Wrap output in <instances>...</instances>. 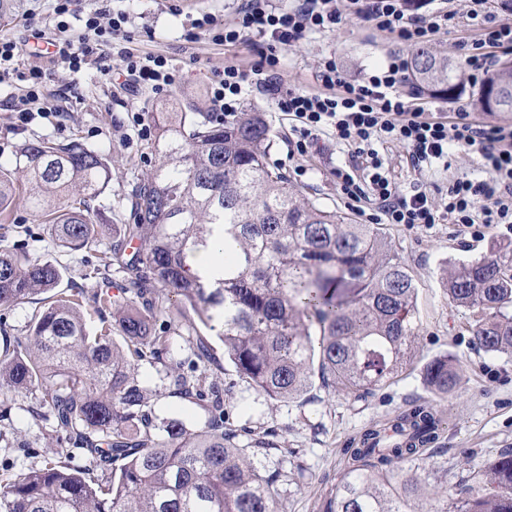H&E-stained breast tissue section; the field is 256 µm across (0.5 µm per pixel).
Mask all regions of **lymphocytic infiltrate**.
Returning a JSON list of instances; mask_svg holds the SVG:
<instances>
[{
	"instance_id": "1",
	"label": "lymphocytic infiltrate",
	"mask_w": 512,
	"mask_h": 512,
	"mask_svg": "<svg viewBox=\"0 0 512 512\" xmlns=\"http://www.w3.org/2000/svg\"><path fill=\"white\" fill-rule=\"evenodd\" d=\"M73 2L55 0L56 32L49 38L44 31H33V38L46 40L48 47L34 52L27 66L18 64L16 41L0 38V82L12 78L22 84L21 94L11 104L20 122L56 111V104L43 93L53 66L61 63L72 72L82 71L101 47L122 35L130 21L121 11L94 10L84 16L82 32L73 36L67 22ZM426 5L427 0H297L288 8L273 0H241L234 23H217L205 13L193 20L192 27L218 43L233 45L254 35L290 47L307 32L335 30L353 16L393 35L398 44L417 46L464 19L479 30L477 39L461 46L466 79L475 86L491 73L497 52L512 51V0H447L446 6L432 11ZM121 57L132 85L157 96L168 95L180 82L178 70L164 56L141 57L125 51ZM279 65L272 54L248 73L225 66L209 88L210 110L235 116L243 86L249 82L297 122L290 154L306 155L317 146L322 132L332 131L337 144L351 149L347 161L334 171L336 185L368 222L409 227L449 222L473 235L484 226L512 224V124L478 123L463 108L450 122L425 115L403 91L406 61L397 52L358 80L348 78L335 60L323 59L316 71L321 86L317 92L283 88ZM394 142L405 147L415 172L445 161L454 146L478 154L485 177L455 179L448 186L447 200L440 203L419 186L401 192L379 152L380 146Z\"/></svg>"
}]
</instances>
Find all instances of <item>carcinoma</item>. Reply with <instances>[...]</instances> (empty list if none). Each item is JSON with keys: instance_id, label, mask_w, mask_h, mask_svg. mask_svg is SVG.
Here are the masks:
<instances>
[{"instance_id": "obj_1", "label": "carcinoma", "mask_w": 512, "mask_h": 512, "mask_svg": "<svg viewBox=\"0 0 512 512\" xmlns=\"http://www.w3.org/2000/svg\"><path fill=\"white\" fill-rule=\"evenodd\" d=\"M418 93L450 101L465 78L447 55L420 47L407 58ZM482 112H512V58L475 92ZM152 173L130 193L134 223L100 252L112 217L92 202L112 181L101 153L74 138L18 148L16 167H0V223L22 200L44 230L70 251L100 254L85 278L96 291L63 288V273L0 234V310L41 299L24 336L0 337V402L32 396L27 413L46 423L42 436L72 442L88 464L60 459L21 465L0 480V512H279V474L257 459L281 450L276 430L260 436L229 422L225 387L208 380L219 365L198 325L216 332L239 380L274 401L295 399L318 379L325 390L365 400L411 364L418 339L414 276L377 224H359L306 197L270 166L271 126L261 112L230 122L212 112L164 109ZM229 260L206 280L194 254L213 241ZM127 283L109 293L110 272ZM450 303L473 314V346L512 357V242L491 243L442 278ZM184 322H157L171 304ZM95 315L94 332L87 317ZM120 335L123 344L114 340ZM183 339L200 372L168 357ZM141 361L177 369L171 394L201 402L207 421L188 432L155 421L153 390ZM428 391L446 398L461 384L444 354L423 365ZM343 448L336 494L324 512H418L430 478L423 466L439 439L433 404L416 401ZM483 487L459 485L433 512H512V450L479 471Z\"/></svg>"}]
</instances>
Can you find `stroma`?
Listing matches in <instances>:
<instances>
[{
  "label": "stroma",
  "instance_id": "35a3bbf8",
  "mask_svg": "<svg viewBox=\"0 0 512 512\" xmlns=\"http://www.w3.org/2000/svg\"><path fill=\"white\" fill-rule=\"evenodd\" d=\"M0 5L9 9L6 23L0 26V36L15 39L19 61L27 63L29 31L48 29L55 2L0 0ZM76 7L85 13L102 7L129 13L127 34L104 49L80 73L56 65L47 89L59 110L28 125H19L16 113L9 107L11 97L19 92L18 85L0 84V166L14 168L18 148L25 142H65L72 134H80L83 143L103 154L110 164L112 181L96 206L111 216L113 226L117 227L130 223L127 195L134 183L151 173L155 164L149 143L137 136L129 112L139 109L150 113L159 105L150 90H129L123 79L118 78L121 49L129 47L142 55H161L170 60L182 74L174 95L189 105L196 103L198 93L207 91L215 74L225 66L254 69L266 56L268 44L250 36L224 46L193 34L190 21L203 13L214 15L224 24L235 22V0H76ZM396 51L406 55L410 49L378 34L369 24L347 19L334 31L309 32L294 46L278 49L279 78L283 87L316 92L320 89L315 78L316 66L322 58H335L349 76L360 77L385 64ZM240 106L264 113L270 122L271 163L292 176L295 185L320 205L348 210L334 176L336 166L349 156L347 147L337 144L326 132L319 137V149L303 157H289L291 122L277 111L273 100L250 84L243 90ZM383 153L392 178L405 192L420 184L433 197L444 199L452 179L484 177L477 155L462 150L450 152L447 164L433 165L420 174L411 168L402 145L386 144ZM298 167L304 168L303 176H295ZM12 219L19 230V247L32 256L61 265L65 270L63 287L83 286L81 273L94 263V256L63 250L46 234L24 202L16 203ZM384 230L409 266L418 288L416 360L397 381L365 401H354L339 393L328 394L315 387L301 398L275 402L237 380L230 362H222L211 374L213 380L235 384L226 399L232 424L251 428L257 434L269 428L282 430L285 447L292 449L288 461H280L276 456L260 461L264 469L282 466L288 471L287 484L279 488L281 512H322L323 503L335 492L344 442L368 425L384 423L413 399L428 398L421 368L440 354L454 358L462 386L448 398L432 399L444 420L442 436L427 460L438 478L437 492L454 495L459 483L471 479L474 471L501 450L512 448V358L488 355L470 345L469 312L451 305L442 292V277L451 262L479 256L490 242H511L512 231L501 226L488 230L483 238L474 239L460 234L455 225L448 223L412 227L388 224ZM139 376L156 392L152 408L158 418L180 420L191 431L203 426L205 413L200 406L170 396L172 377L163 365L141 364ZM26 406L25 399H17L10 415L0 418V432L18 441H31L26 461L34 463L56 456L60 445L37 437V428ZM25 460L0 452V471Z\"/></svg>",
  "mask_w": 512,
  "mask_h": 512
}]
</instances>
